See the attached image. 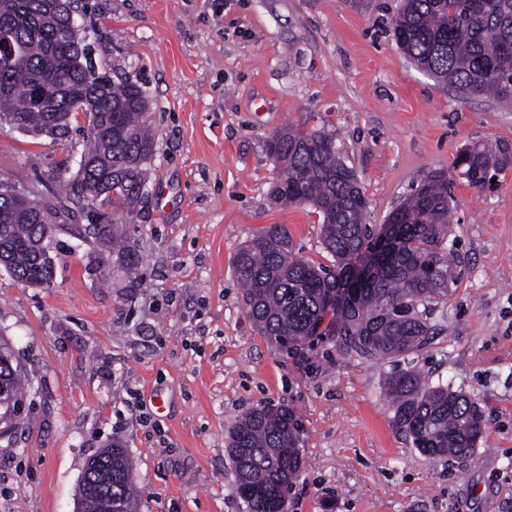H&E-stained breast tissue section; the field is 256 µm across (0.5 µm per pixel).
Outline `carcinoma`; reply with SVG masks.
Masks as SVG:
<instances>
[{"label": "carcinoma", "instance_id": "carcinoma-1", "mask_svg": "<svg viewBox=\"0 0 512 512\" xmlns=\"http://www.w3.org/2000/svg\"><path fill=\"white\" fill-rule=\"evenodd\" d=\"M53 0H0V34L11 35L14 57L0 58V131L61 139L77 114L88 118L82 164L64 184L71 203L55 210L40 201L0 197V259L4 270L28 287L52 283L54 257L35 244L56 232L81 241L117 245L129 270L139 259L118 242L123 214L137 200L144 165L153 154L144 90L134 82L117 87L101 75L87 46L64 41L73 14H59ZM393 37L418 67L459 98L491 97L512 103V0H402ZM41 91L44 102L33 101ZM277 165L271 198L307 205L322 217V241L335 267L315 265L294 253L287 228L269 224L236 252L234 274L245 288L247 316L262 335L283 349L296 348L321 325L350 356L393 358L426 344L436 332L433 306L448 299L456 280L448 238L451 175L427 172L416 192L389 215L390 233L365 223L368 199L355 169L321 129L285 126L266 141ZM512 169V145L476 141L463 148L452 171L483 190ZM111 207L97 226L75 224L85 210ZM330 321H325V318ZM0 428H17L24 373L11 346L0 337ZM395 426L432 457H469L483 429L478 403L446 386H431L412 369L387 381ZM298 422L286 406L260 405L244 411L229 431L228 453L245 512H287L292 480L302 467L296 448ZM95 480L112 489V505L139 510L132 464L120 445L92 456Z\"/></svg>", "mask_w": 512, "mask_h": 512}]
</instances>
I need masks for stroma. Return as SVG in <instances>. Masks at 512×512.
Returning a JSON list of instances; mask_svg holds the SVG:
<instances>
[{
  "label": "stroma",
  "mask_w": 512,
  "mask_h": 512,
  "mask_svg": "<svg viewBox=\"0 0 512 512\" xmlns=\"http://www.w3.org/2000/svg\"><path fill=\"white\" fill-rule=\"evenodd\" d=\"M400 0H78L99 73L144 90L154 153L125 215L141 259L61 235L47 288L0 268V337L33 381L0 439V512H76L84 466L117 443L133 459L140 512H244L227 432L244 411L297 415L304 466L288 512H512V170L493 189L453 179L447 245L457 279L409 353L365 359L327 336L281 351L247 316L233 273L265 225L298 256L333 259L321 218L269 197L265 149L294 125L333 133L382 224L426 171L474 141L512 143V106L463 100L396 47ZM0 132V182L55 208L85 144ZM418 369L475 399L484 427L465 459L430 457L392 423L387 376Z\"/></svg>",
  "instance_id": "35a3bbf8"
}]
</instances>
